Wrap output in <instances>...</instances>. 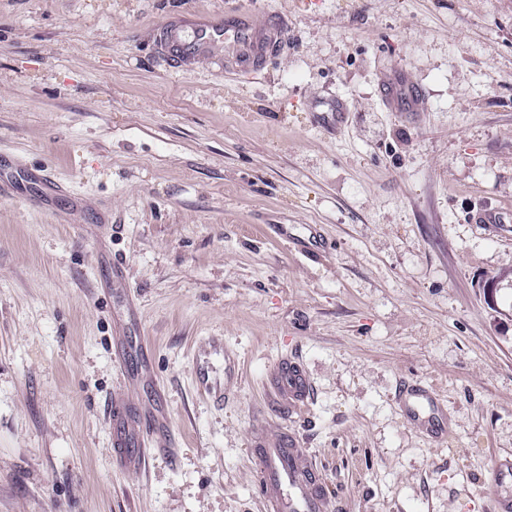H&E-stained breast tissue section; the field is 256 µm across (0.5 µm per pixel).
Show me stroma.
I'll use <instances>...</instances> for the list:
<instances>
[{
    "label": "stroma",
    "instance_id": "1",
    "mask_svg": "<svg viewBox=\"0 0 512 512\" xmlns=\"http://www.w3.org/2000/svg\"><path fill=\"white\" fill-rule=\"evenodd\" d=\"M234 6L283 24L267 70L171 66L157 27ZM400 75L417 111L384 99ZM18 160L64 193L0 199V512H262L264 426L310 449L332 512H494L512 0H0V171ZM131 305L152 377L128 390ZM284 359L312 381L297 411L268 400ZM408 385L447 432L408 421ZM121 393L176 439L138 473L112 461ZM113 336V355L120 368H124L126 356L128 355L129 348L133 343V336L129 335L125 324L120 323L114 329Z\"/></svg>",
    "mask_w": 512,
    "mask_h": 512
}]
</instances>
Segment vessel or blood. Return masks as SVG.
Listing matches in <instances>:
<instances>
[{
    "instance_id": "b4317fda",
    "label": "vessel or blood",
    "mask_w": 512,
    "mask_h": 512,
    "mask_svg": "<svg viewBox=\"0 0 512 512\" xmlns=\"http://www.w3.org/2000/svg\"><path fill=\"white\" fill-rule=\"evenodd\" d=\"M283 38L279 24H258L252 13L225 12L216 21H193L181 16L170 19L163 27L160 44L169 56L198 59L213 56L223 47L222 64L228 73H262L275 55ZM145 347V340H133L125 325L114 329L113 355L124 364L131 345ZM270 388L284 404L300 406L310 396L311 383L305 370L297 364H280L271 374ZM407 416L421 426L437 427L446 413L433 392L414 391L408 399ZM112 422L114 460L123 470L141 471L157 447H174L176 440L165 425L161 407L129 414L122 397H113L109 406ZM251 454L259 482L265 512H329L330 503L319 481V470L309 449L299 444L274 442L259 444ZM512 481V464L503 463L493 474L486 492L499 512H512V494H507Z\"/></svg>"
}]
</instances>
